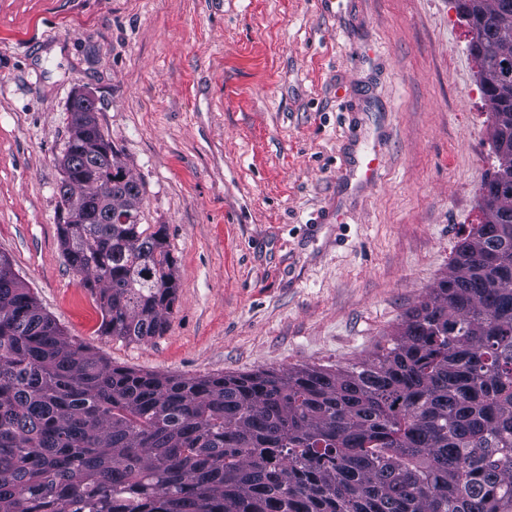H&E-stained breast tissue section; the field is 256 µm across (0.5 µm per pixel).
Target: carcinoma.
<instances>
[{"instance_id": "1", "label": "carcinoma", "mask_w": 512, "mask_h": 512, "mask_svg": "<svg viewBox=\"0 0 512 512\" xmlns=\"http://www.w3.org/2000/svg\"><path fill=\"white\" fill-rule=\"evenodd\" d=\"M461 11L490 74L512 0ZM507 148L448 273L360 365L199 378L140 373L66 337L0 256V512H512V91L480 83ZM57 224L99 332L163 335L177 263L97 122L70 127Z\"/></svg>"}]
</instances>
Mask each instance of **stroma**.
Listing matches in <instances>:
<instances>
[{"instance_id":"35a3bbf8","label":"stroma","mask_w":512,"mask_h":512,"mask_svg":"<svg viewBox=\"0 0 512 512\" xmlns=\"http://www.w3.org/2000/svg\"><path fill=\"white\" fill-rule=\"evenodd\" d=\"M469 40L454 0H0V255L117 366L352 368L482 218L493 118ZM79 91L177 261L148 341L100 335L57 240Z\"/></svg>"}]
</instances>
